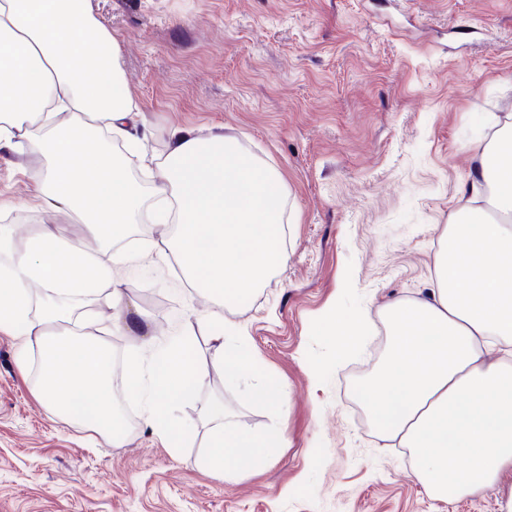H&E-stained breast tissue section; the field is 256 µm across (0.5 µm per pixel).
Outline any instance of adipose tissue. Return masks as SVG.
<instances>
[{
	"instance_id": "ef3b65f1",
	"label": "adipose tissue",
	"mask_w": 512,
	"mask_h": 512,
	"mask_svg": "<svg viewBox=\"0 0 512 512\" xmlns=\"http://www.w3.org/2000/svg\"><path fill=\"white\" fill-rule=\"evenodd\" d=\"M121 133L152 179L144 188L122 157L99 140L100 126ZM149 123L131 94L111 31L91 0H0V149L29 150L45 166L28 206L63 214L86 234L43 227L23 248L0 239V332L37 349L39 400L63 419L84 423L107 443L127 437L117 407L112 353L101 333L140 337L150 363L131 357L125 388L159 438L181 435L169 417L173 399H194L205 379L189 356V335L165 342L149 314L113 288L111 314L99 321L77 309L93 283L128 261L103 263L86 238L128 237L143 218L169 233L153 248L156 263L176 262L195 291L210 298L205 326L218 332L212 357L228 377L254 372L256 351L238 345L226 308L254 295L288 263L279 232L293 223L282 176L223 127L206 134L170 128L162 153L148 152ZM391 336L385 358L359 389L386 440L408 448L427 496L482 494L512 473V130L487 144L465 178L446 224L426 296L383 305ZM320 326L339 336L341 353L367 333L364 317L329 307ZM211 424L202 469L224 478L257 471L288 445L277 426L255 433L229 423L222 399L201 411Z\"/></svg>"
}]
</instances>
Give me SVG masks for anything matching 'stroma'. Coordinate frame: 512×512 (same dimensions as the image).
<instances>
[{
    "label": "stroma",
    "instance_id": "35a3bbf8",
    "mask_svg": "<svg viewBox=\"0 0 512 512\" xmlns=\"http://www.w3.org/2000/svg\"><path fill=\"white\" fill-rule=\"evenodd\" d=\"M118 40L127 84L162 152L172 126H224L288 184V264L230 310L256 350L255 377L229 380L200 326L210 301L179 268L156 264L145 225L100 249L137 257L102 282L90 307L106 317L113 288L136 299L159 336L193 330L190 354L207 378L169 410L185 435L171 450L124 398L130 433L118 447L39 401L0 333V512H507L512 487L453 502L429 498L406 449L390 447L358 387L389 341L380 309L427 293L439 236L463 178L486 145L492 117L512 115V0H91ZM44 167L32 152H0V226L16 245L45 226L78 231L38 210L15 225ZM373 326L359 351L313 329L331 302ZM283 385L280 413L256 397ZM214 397L254 431L279 426L287 447L247 477L204 471Z\"/></svg>",
    "mask_w": 512,
    "mask_h": 512
}]
</instances>
